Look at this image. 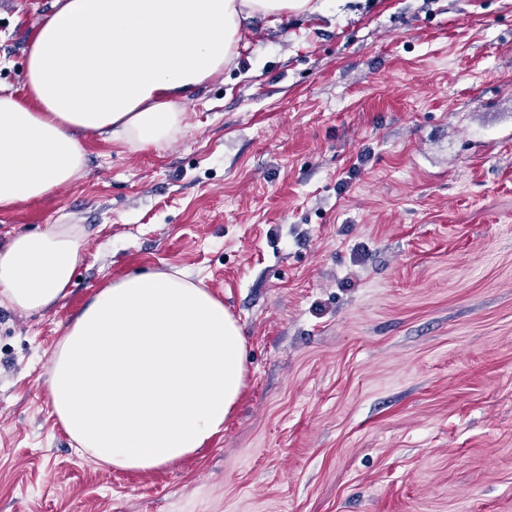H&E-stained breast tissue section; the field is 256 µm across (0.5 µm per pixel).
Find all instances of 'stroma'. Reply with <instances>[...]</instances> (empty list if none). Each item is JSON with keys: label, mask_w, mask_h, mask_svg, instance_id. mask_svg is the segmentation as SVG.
Here are the masks:
<instances>
[{"label": "stroma", "mask_w": 512, "mask_h": 512, "mask_svg": "<svg viewBox=\"0 0 512 512\" xmlns=\"http://www.w3.org/2000/svg\"><path fill=\"white\" fill-rule=\"evenodd\" d=\"M56 0L0 9V89ZM170 146L0 211L84 243L53 308H0V512H512V0L257 18ZM203 282L246 339L222 434L150 471L77 452L52 354L128 274Z\"/></svg>", "instance_id": "obj_1"}]
</instances>
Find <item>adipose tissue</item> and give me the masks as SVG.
<instances>
[{
    "label": "adipose tissue",
    "mask_w": 512,
    "mask_h": 512,
    "mask_svg": "<svg viewBox=\"0 0 512 512\" xmlns=\"http://www.w3.org/2000/svg\"><path fill=\"white\" fill-rule=\"evenodd\" d=\"M314 0H57L36 32L26 97L0 91V211L85 175L76 132L140 150L183 130L189 92L223 72L245 25ZM83 244L61 224L0 250V307L45 311ZM245 338L223 302L164 271L96 293L51 357L52 412L79 448L148 471L223 433L246 385Z\"/></svg>",
    "instance_id": "obj_1"
}]
</instances>
